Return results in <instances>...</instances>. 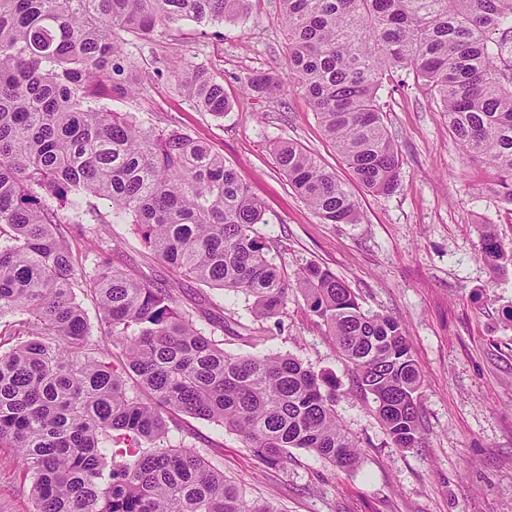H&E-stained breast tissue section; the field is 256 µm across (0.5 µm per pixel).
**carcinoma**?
I'll list each match as a JSON object with an SVG mask.
<instances>
[{"instance_id":"carcinoma-1","label":"carcinoma","mask_w":512,"mask_h":512,"mask_svg":"<svg viewBox=\"0 0 512 512\" xmlns=\"http://www.w3.org/2000/svg\"><path fill=\"white\" fill-rule=\"evenodd\" d=\"M249 0H0V447L17 449L32 512H273L252 508L192 446L170 439L168 414L215 422L272 467L306 449L349 472L359 452L336 415V383L290 354H230L176 288L134 278L104 256L75 268L56 224L85 207L124 219L180 277L253 299L266 321L287 283L256 229L262 204L224 157L184 130L156 132L105 101L132 99L148 77L124 48L185 21L234 22ZM288 73L247 87L274 99L297 84L357 182L389 195L403 160L378 98L403 71L427 87L448 132L491 172L486 189L512 205V0H279ZM195 107L224 116V84L202 65L173 71ZM280 171L325 224H355L354 197L293 141ZM106 199L103 214L88 198ZM489 266L512 264L480 227ZM297 286L310 313L372 396L392 445L423 442L421 373L402 324L362 310L342 279L308 263ZM100 312L121 370L94 348L77 294Z\"/></svg>"}]
</instances>
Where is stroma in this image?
<instances>
[{
    "label": "stroma",
    "instance_id": "1",
    "mask_svg": "<svg viewBox=\"0 0 512 512\" xmlns=\"http://www.w3.org/2000/svg\"><path fill=\"white\" fill-rule=\"evenodd\" d=\"M183 35H162L133 50L153 58L205 66L224 83L231 104L223 117L198 111L174 79H154L126 105L145 125L179 126L223 155L262 201L258 232L286 278L316 263L356 294L363 310L396 317L405 327L422 376L425 440L394 447L377 421L371 395L353 382L348 363L291 293L282 313L252 321L243 294L184 283L181 304L224 308L220 337L230 353L292 354L336 380V414L359 446L360 465L340 473L316 454L292 449L287 465L270 468L241 438L213 422L177 415L186 443L223 471L246 500L273 512H512V266L493 272L481 255L478 225H494L512 245V207L485 191L490 173L472 162L448 133L426 89L391 80L379 92L385 124L403 158L390 195L368 192L353 178L296 86L273 100L244 91L250 76L283 71L286 31L278 0H250L246 17L221 25L220 36L186 22ZM301 143L353 194L360 221L325 224L278 169L274 144ZM84 234L58 225L79 266L93 273L103 250L120 242L121 266L157 282L176 280L157 263L132 225L93 223ZM31 482L15 449L0 448V512H30Z\"/></svg>",
    "mask_w": 512,
    "mask_h": 512
}]
</instances>
